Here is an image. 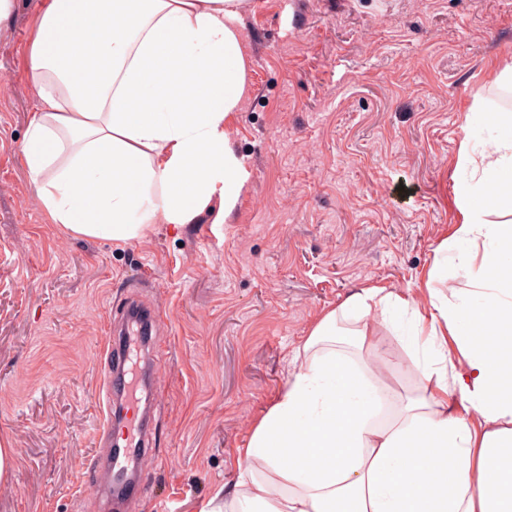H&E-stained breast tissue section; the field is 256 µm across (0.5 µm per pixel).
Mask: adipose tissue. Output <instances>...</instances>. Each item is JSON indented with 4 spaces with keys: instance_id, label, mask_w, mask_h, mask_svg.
Returning a JSON list of instances; mask_svg holds the SVG:
<instances>
[{
    "instance_id": "adipose-tissue-1",
    "label": "adipose tissue",
    "mask_w": 512,
    "mask_h": 512,
    "mask_svg": "<svg viewBox=\"0 0 512 512\" xmlns=\"http://www.w3.org/2000/svg\"><path fill=\"white\" fill-rule=\"evenodd\" d=\"M243 0H41L27 54L39 100L20 151L52 223L130 241L153 224L231 213L248 177L228 137L247 87ZM105 80L74 77L88 63ZM474 108L497 137L462 141L455 249L440 245L429 308L363 287L314 321L285 387L204 512H512V110ZM485 238L472 268L470 242ZM466 287L444 294L449 268ZM390 321L418 383L378 384ZM456 356H449V347ZM449 471L450 481L438 474Z\"/></svg>"
}]
</instances>
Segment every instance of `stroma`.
<instances>
[{
    "label": "stroma",
    "mask_w": 512,
    "mask_h": 512,
    "mask_svg": "<svg viewBox=\"0 0 512 512\" xmlns=\"http://www.w3.org/2000/svg\"><path fill=\"white\" fill-rule=\"evenodd\" d=\"M39 0L0 32V512H111L94 467L110 314L161 313L154 451L123 512H200L285 385L293 348L359 286L427 304L475 95L512 66V0H243L248 93L229 134L231 215L129 242L51 223L20 152Z\"/></svg>",
    "instance_id": "obj_1"
}]
</instances>
